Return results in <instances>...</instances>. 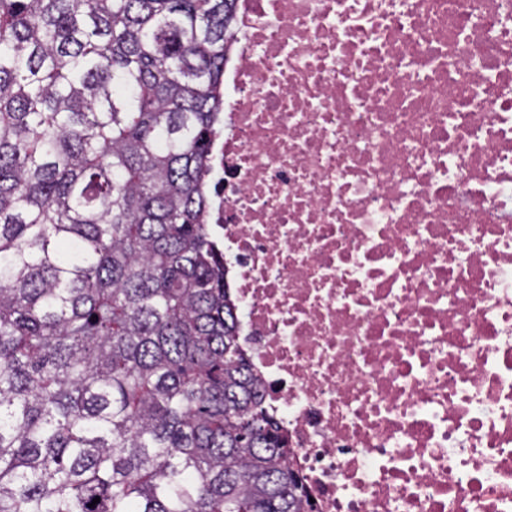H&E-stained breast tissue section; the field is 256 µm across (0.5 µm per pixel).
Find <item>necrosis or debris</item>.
Here are the masks:
<instances>
[{
  "mask_svg": "<svg viewBox=\"0 0 512 512\" xmlns=\"http://www.w3.org/2000/svg\"><path fill=\"white\" fill-rule=\"evenodd\" d=\"M210 163L312 512H512V0H239Z\"/></svg>",
  "mask_w": 512,
  "mask_h": 512,
  "instance_id": "obj_1",
  "label": "necrosis or debris"
}]
</instances>
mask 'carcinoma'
<instances>
[{
    "label": "carcinoma",
    "instance_id": "carcinoma-1",
    "mask_svg": "<svg viewBox=\"0 0 512 512\" xmlns=\"http://www.w3.org/2000/svg\"><path fill=\"white\" fill-rule=\"evenodd\" d=\"M237 2L0 0V512H305L207 224Z\"/></svg>",
    "mask_w": 512,
    "mask_h": 512
}]
</instances>
